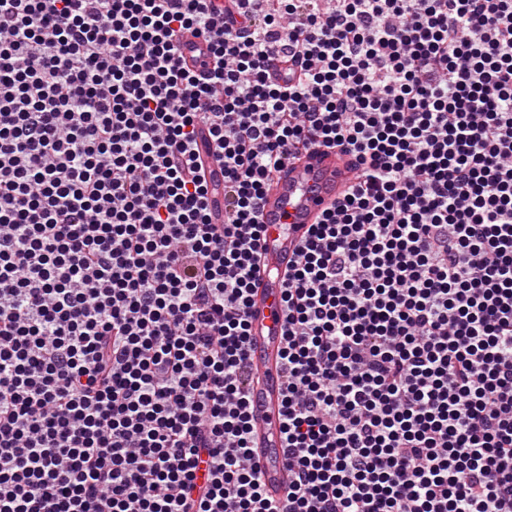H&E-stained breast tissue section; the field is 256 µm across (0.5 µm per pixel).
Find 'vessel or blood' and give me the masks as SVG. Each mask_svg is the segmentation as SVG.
Masks as SVG:
<instances>
[{
  "label": "vessel or blood",
  "instance_id": "1",
  "mask_svg": "<svg viewBox=\"0 0 512 512\" xmlns=\"http://www.w3.org/2000/svg\"><path fill=\"white\" fill-rule=\"evenodd\" d=\"M182 62L201 71L211 62L210 44L204 36L188 32L181 43ZM354 171L347 157L318 149L289 164L266 190L260 207L265 232L260 252L265 264L287 271L295 263L303 237L345 190ZM281 283L259 274L249 297L251 357L249 366L257 381L249 400L252 435L265 491L284 495L288 486L286 450L280 439L282 412L281 349L283 314Z\"/></svg>",
  "mask_w": 512,
  "mask_h": 512
}]
</instances>
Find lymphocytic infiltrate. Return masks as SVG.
Instances as JSON below:
<instances>
[{
	"instance_id": "lymphocytic-infiltrate-1",
	"label": "lymphocytic infiltrate",
	"mask_w": 512,
	"mask_h": 512,
	"mask_svg": "<svg viewBox=\"0 0 512 512\" xmlns=\"http://www.w3.org/2000/svg\"><path fill=\"white\" fill-rule=\"evenodd\" d=\"M215 11L0 0V512H512V0ZM301 146L361 176L282 276L275 500L248 298ZM181 52L182 63L197 73L203 69V62L208 64V68L212 67L210 43L202 35L186 32L182 39Z\"/></svg>"
}]
</instances>
